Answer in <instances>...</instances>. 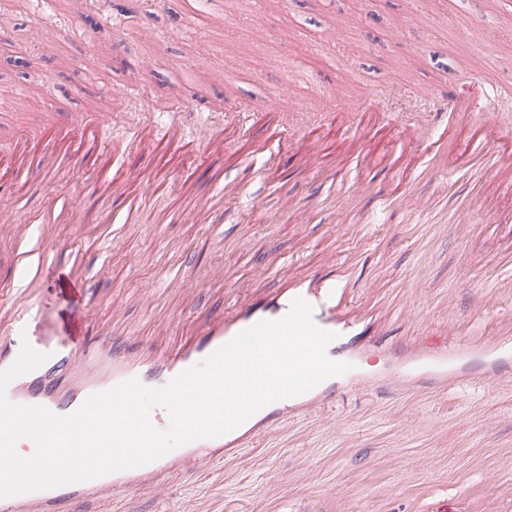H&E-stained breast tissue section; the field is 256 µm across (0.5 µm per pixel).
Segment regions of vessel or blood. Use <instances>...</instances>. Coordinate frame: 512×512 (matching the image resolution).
I'll list each match as a JSON object with an SVG mask.
<instances>
[{
    "label": "vessel or blood",
    "mask_w": 512,
    "mask_h": 512,
    "mask_svg": "<svg viewBox=\"0 0 512 512\" xmlns=\"http://www.w3.org/2000/svg\"><path fill=\"white\" fill-rule=\"evenodd\" d=\"M481 89L480 106L487 114L483 134L468 140L465 147L450 159L426 163L414 137L401 130L390 135L384 145L374 140V128L384 119L376 107H366L365 123L349 125L342 135L340 155L343 170L327 168L317 142L297 146L300 157L298 172L303 177L319 179L325 193L315 196V203L334 199L336 205H350L364 195L375 205L368 221L385 223L393 205H400L408 220L416 221L430 214L433 202L419 195L414 182L428 175L440 193L448 191L449 170L467 169L472 156L491 151L492 162L483 174L488 192L497 193L504 184L503 173L512 174V153L505 154L499 144L512 136V114L501 111L497 102L504 91L496 70L485 67L472 75ZM199 112L175 106L166 115L162 128L145 125L129 138L111 143L112 157H131L120 176L112 181V196L122 202L127 188L149 191L152 175L160 165L179 172L186 153L184 130L187 124L200 120ZM102 122L92 124L61 115L45 133L53 149L42 158L50 170L80 171L87 167L90 153L98 143ZM235 126L212 125L205 145L209 156L220 157L239 167V175L216 173L213 183L221 198L243 197L251 183L276 189L281 160L276 150L254 143L251 152L236 154ZM31 152L28 142H16L9 154L0 155V169L21 175L26 171ZM0 224L11 225L19 242L37 238L38 248L13 256L8 268L18 303L11 310L0 311V370L10 367L21 349V333L28 330L40 310L31 299L34 286L50 271L51 264L40 249L41 242L55 237L53 221L38 227L20 221L13 213L0 211ZM350 281L344 272L324 276L312 267L293 269L283 288L254 286L251 296L225 307L224 311L203 319L188 321L185 342L168 355L155 357L143 348L115 336H94L97 320L94 308L80 309L76 322L67 330L34 342V349L47 353V361L38 369L14 379L6 397L23 406H42L54 414L66 416L80 409L88 397L110 391L135 379L149 388H163L185 370L202 363L217 349L240 332L261 321H276L291 309L295 299H303L312 310V320L319 328L334 332L335 338L326 349L336 361L350 363L348 372L329 377L312 389L271 402L254 412L231 431L205 437L171 451L139 467L128 468L79 483L30 492L29 497L41 501L45 512H55L58 503L80 501L110 491H134L146 486L151 474L174 469L181 459L196 457L204 461H220L224 456L247 447L260 436L283 434L290 419L307 417L333 400L338 393L352 387L374 389L389 387L396 396L408 394L411 387L427 384L436 393H444L454 381H490L498 378L512 364V340L489 338L479 344H465L448 349L441 343L416 342L391 355L383 370L368 373L358 367L362 357L359 338L360 320L348 317L342 302ZM465 512H512V492H503L497 475L479 483L464 499Z\"/></svg>",
    "instance_id": "obj_1"
}]
</instances>
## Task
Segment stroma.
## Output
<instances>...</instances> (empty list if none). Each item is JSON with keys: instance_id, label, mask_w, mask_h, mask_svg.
<instances>
[{"instance_id": "obj_1", "label": "stroma", "mask_w": 512, "mask_h": 512, "mask_svg": "<svg viewBox=\"0 0 512 512\" xmlns=\"http://www.w3.org/2000/svg\"><path fill=\"white\" fill-rule=\"evenodd\" d=\"M93 2L94 31L59 0H0L8 20L0 26V90L12 95L0 108V144L57 113L90 118L99 100L113 138L161 119L175 104L197 106L208 115L190 127L200 144L211 121L237 119L245 137L264 136L247 106L314 103L328 117L312 135L332 152L337 109L370 99L389 124L446 149L478 131L485 115L449 113L450 131L442 135L425 102L460 96L466 76L488 63L512 82V0H282L276 8L265 0H166L161 9L140 0L128 14ZM40 18L54 31L53 50L39 40ZM218 65L229 87L213 83ZM299 128L292 121L274 134L284 146L279 189L269 194L252 185L246 197L223 203L220 224L179 193L176 177L164 175L148 200L109 224L88 221L90 211L110 204L102 176L92 171H33L39 191L28 196L4 182L0 210L37 225L45 218L43 195L56 196L62 222L43 245L55 271L84 258V303L107 331L156 353L181 343L179 319L245 297L270 266L278 276L269 285L279 287L299 262L328 272L351 259L349 302L377 308L394 344L430 336L447 317L464 341L512 323V295L493 289L512 275V195L487 196L478 177L456 174L443 199L422 181L416 189L435 198L438 223L412 226L396 212L361 236L352 230L356 210L312 216L319 183L296 176L290 149ZM184 210L197 211L196 222H177ZM244 229L252 242L239 249ZM62 242L67 250H59ZM215 264L228 275L226 287L207 279ZM177 268L188 289L167 287ZM484 289L490 295L480 309L475 299ZM38 292L51 311L33 325L36 336L68 324L73 304L53 282ZM321 417L327 427L292 421L290 443L259 438L225 460L184 463L166 477L164 496L143 489L107 503L88 498L63 512H328L339 488L362 512H415L418 491L429 487L447 491L445 512H461L457 477L477 482L495 471L512 483V390L463 383L435 396L422 387L405 401L355 389L338 394Z\"/></svg>"}]
</instances>
